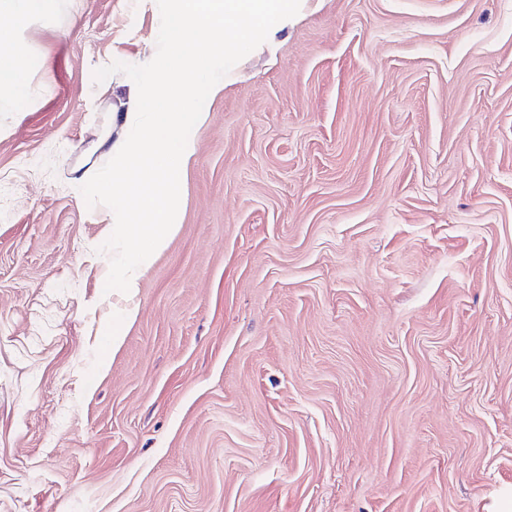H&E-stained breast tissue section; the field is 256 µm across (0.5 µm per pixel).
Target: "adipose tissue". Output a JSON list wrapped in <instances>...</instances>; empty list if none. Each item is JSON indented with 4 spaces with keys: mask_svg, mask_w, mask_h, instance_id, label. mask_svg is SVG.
Here are the masks:
<instances>
[{
    "mask_svg": "<svg viewBox=\"0 0 512 512\" xmlns=\"http://www.w3.org/2000/svg\"><path fill=\"white\" fill-rule=\"evenodd\" d=\"M63 0H0V107L27 91L30 48L22 31L35 19L61 11Z\"/></svg>",
    "mask_w": 512,
    "mask_h": 512,
    "instance_id": "1",
    "label": "adipose tissue"
}]
</instances>
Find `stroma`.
<instances>
[{
    "instance_id": "obj_1",
    "label": "stroma",
    "mask_w": 512,
    "mask_h": 512,
    "mask_svg": "<svg viewBox=\"0 0 512 512\" xmlns=\"http://www.w3.org/2000/svg\"><path fill=\"white\" fill-rule=\"evenodd\" d=\"M156 0H69L0 112V512H499L512 0H306L209 94L118 348L79 188ZM68 37H58L59 29Z\"/></svg>"
}]
</instances>
